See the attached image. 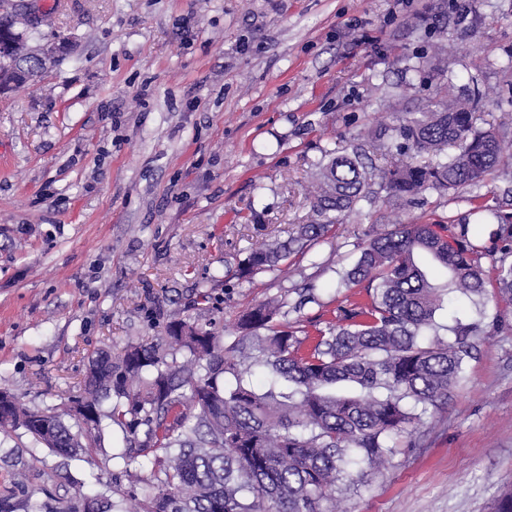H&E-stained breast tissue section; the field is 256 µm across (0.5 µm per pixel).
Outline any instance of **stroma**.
Wrapping results in <instances>:
<instances>
[{
	"instance_id": "35a3bbf8",
	"label": "stroma",
	"mask_w": 512,
	"mask_h": 512,
	"mask_svg": "<svg viewBox=\"0 0 512 512\" xmlns=\"http://www.w3.org/2000/svg\"><path fill=\"white\" fill-rule=\"evenodd\" d=\"M436 3L63 0L31 45L69 38L66 59L0 94V388L35 408L78 393L98 352L152 342L196 282L312 221L322 149L433 108L437 80L415 62L435 43L455 94L482 97L477 128L512 136V0ZM497 211L512 213V165L418 204L378 192L294 277L217 283L199 320L232 342L241 312L307 283L317 300L302 316L317 318L346 302L338 272L373 226L466 221L485 243ZM486 315L499 327L464 382L334 512H495L512 491V308ZM18 460L117 498L140 467L67 461L22 434L0 442L1 483Z\"/></svg>"
}]
</instances>
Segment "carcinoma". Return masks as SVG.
I'll return each instance as SVG.
<instances>
[{
  "instance_id": "obj_1",
  "label": "carcinoma",
  "mask_w": 512,
  "mask_h": 512,
  "mask_svg": "<svg viewBox=\"0 0 512 512\" xmlns=\"http://www.w3.org/2000/svg\"><path fill=\"white\" fill-rule=\"evenodd\" d=\"M17 16L13 0H0L3 72L13 62ZM386 137L408 161L379 172L362 143L343 154L325 152L315 165L317 219L284 240L265 241L224 279L242 285L269 271L292 276L296 259L373 200L375 183L408 203L475 186L512 161L504 135L477 128L470 100L446 84L435 108L380 123L375 141ZM450 148L458 153L448 154ZM497 218L494 238L512 255V215ZM358 250L339 272L340 287L359 289L358 297L329 318L292 326L282 321L287 301L272 299L245 312L239 336L226 345L191 316L173 313L156 343L99 353L79 394L57 404L32 408L0 389V434L21 430L33 448L71 459L100 454L152 465L147 477L130 475L131 487L146 485L131 496V509L126 499L113 500L112 490L90 494L72 479L64 489L68 507L51 512H80L83 502L95 512H331L353 471L376 474L390 465L402 439L459 386L487 334V302L512 305V262L484 267L485 248L472 241L467 224H381ZM214 281L196 285L197 310L209 308ZM450 296L469 302L475 316L441 322ZM257 367L267 376L263 389L251 381ZM339 385L350 392H336ZM75 402L90 409L89 421L76 420ZM42 419L50 423L49 440L24 429ZM114 426L131 438L110 455L105 438ZM28 483L25 468L13 472L0 488V512H43L42 504L18 498Z\"/></svg>"
}]
</instances>
